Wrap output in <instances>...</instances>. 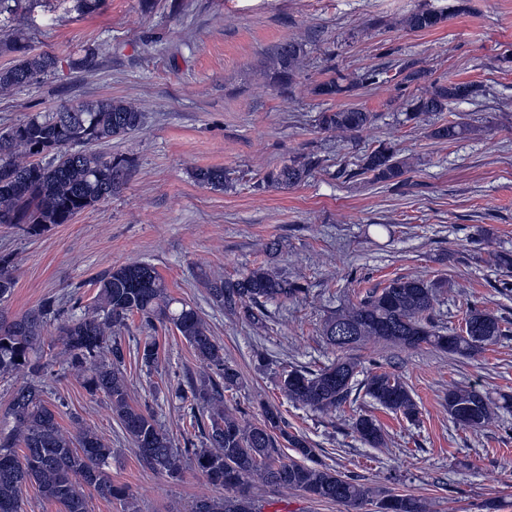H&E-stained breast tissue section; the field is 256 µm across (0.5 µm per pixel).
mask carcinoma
Segmentation results:
<instances>
[{
  "mask_svg": "<svg viewBox=\"0 0 512 512\" xmlns=\"http://www.w3.org/2000/svg\"><path fill=\"white\" fill-rule=\"evenodd\" d=\"M23 0H0V46L18 53L13 64L0 68V91H11L34 77L53 71L57 58L50 52H35L21 44L11 24L22 10ZM70 10L81 16L96 13L104 0H69ZM448 18V12L419 8L405 18L412 31L431 30ZM302 47L286 43L278 47V82L293 83ZM388 70L373 68L350 82L342 75L316 84L314 93L334 100L357 85L386 82ZM472 82L434 84L422 95L407 101L404 121L416 122L427 112H446L451 104L472 101L483 95ZM143 113L131 102L99 98L77 105H59L0 131V224H17L30 235H39L56 224H69L85 210L119 192L127 183L132 161L123 155H107L93 146L123 138L143 126ZM375 121L364 107L327 109L318 116V126L327 132L359 133ZM470 131L460 117L434 128L433 138L454 141ZM318 162L293 161L268 170L258 187L286 188L306 182ZM359 173L376 182L402 181L406 163L386 142L367 153ZM192 178L199 184L221 190L228 182L224 169L196 168ZM97 292L80 314L63 316L53 299L43 301L25 314L7 319L0 314V377L27 372L34 381L13 392L6 410L12 428L0 431V512H22L21 494L27 484L37 486L41 496L64 506L65 512H88L83 487L98 496L116 500L125 512H136L127 487L112 483L106 472L112 448L91 429L74 436L62 433L56 412L43 398L36 381L45 368L40 348L44 327L57 322L68 367L81 374L83 387L106 398L125 438L142 463L176 477L182 454L191 457L195 469L215 488L216 497L198 499L192 512H258L249 490L253 474L265 484L303 491L316 499L340 503L354 512L366 505L374 512H427L421 500L382 492L337 471L314 466L315 449L307 440L288 432L278 408L263 406L257 423L246 422L224 409V393L240 384L236 366L224 359V346L199 311L168 294L167 285L150 263L136 261L101 273ZM16 285L11 255H0V300ZM450 282L399 276L368 291L358 301L328 316L322 335L327 342L345 349L368 340L402 348L424 345L451 356L473 357L497 343L504 335L501 321L492 312L469 308L459 328L436 324L433 313ZM307 292L298 279L257 266L235 278L212 280L210 299L230 315L244 314L263 323L266 306L273 301H293ZM137 315L152 331L161 325L175 330L187 342L202 369L187 373L175 390L184 415L203 438L199 447L179 451L169 432L155 415L132 403L124 371L125 353L121 329ZM161 346L153 336L136 348L138 361L150 372L158 366ZM357 362L339 359L319 370L283 369L279 390L295 404L327 413L345 406L353 394L364 390L374 405L398 413L408 421L418 418L419 407L411 388L398 375L375 372L358 380ZM512 407V397L502 403L474 386L448 389V417L457 425L480 430L489 426L500 408ZM359 438L372 448L386 445V432L378 420L361 414L354 422ZM293 448L299 459L284 457L280 448Z\"/></svg>",
  "mask_w": 512,
  "mask_h": 512,
  "instance_id": "cac0c4a2",
  "label": "carcinoma"
}]
</instances>
